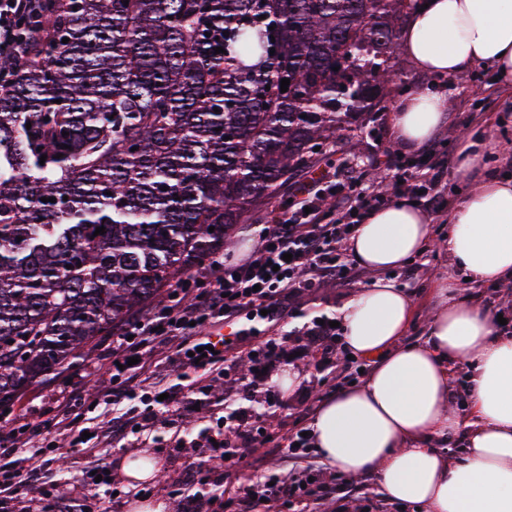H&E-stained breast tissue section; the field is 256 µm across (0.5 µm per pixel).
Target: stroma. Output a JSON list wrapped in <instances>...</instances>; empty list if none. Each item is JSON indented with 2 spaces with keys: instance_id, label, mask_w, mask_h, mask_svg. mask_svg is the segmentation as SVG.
Masks as SVG:
<instances>
[{
  "instance_id": "35a3bbf8",
  "label": "stroma",
  "mask_w": 512,
  "mask_h": 512,
  "mask_svg": "<svg viewBox=\"0 0 512 512\" xmlns=\"http://www.w3.org/2000/svg\"><path fill=\"white\" fill-rule=\"evenodd\" d=\"M395 68L403 87L389 90L385 111L374 114L365 127L342 132L337 145L345 152L346 164L337 171V183L346 185L356 170L371 174L383 171L388 149L395 143L391 113L406 90L429 89L441 95L446 102V129L444 143L439 151L448 167L442 185L450 202H457L466 182L455 171V158L460 145V135L485 133L501 139L512 140V91L497 92L493 89L494 74L484 65L452 75L432 77L416 70L404 51L394 56ZM431 240L426 250L408 264L395 270L393 281L409 292L416 305V315L404 337L405 342L424 340L428 330L430 299L440 276L448 272V252L441 240L448 231L447 212L428 213ZM370 282L369 273H361L357 283L344 286L333 283L315 290L305 304L300 316L287 318L284 324L273 327L269 323L251 319L243 314L232 319V326L242 329L241 337L233 341V354L245 360L255 343L276 335L285 338V348L269 369L263 383L266 402H250L246 395H239L233 409L224 404V381L217 373L193 378L190 387L198 404L197 409H184L174 404L164 415L163 424L151 434H133L125 419L116 416L111 407L97 406L82 409L81 426L87 427L91 440L86 451H73L59 456L47 446L48 441L59 440L54 422L56 402L61 399V386L50 378L30 388L16 403L13 412L4 419L5 424L19 425L24 419L42 421L43 427L25 454L37 472L32 486L17 484L15 490L20 500L31 503L30 512H135L141 502L138 485L126 481L120 473H113L112 482L98 486L88 478V472L97 457H104L112 465H119L128 454L142 452L154 461L155 478L147 481L150 502L163 503L164 512H173L169 486L185 483L189 471L198 464V457L189 456L185 448L189 437L187 427L198 425L215 432L223 429L228 412L246 417L261 413L275 432L290 435L295 421L309 422L320 398L360 381V372L369 368L368 359L356 356L350 359V369L337 374L331 362L322 359L313 348H298L288 340V332L301 329L303 324L320 318L337 317L339 309L357 297ZM112 354V343L102 339L95 347L82 352L72 364L81 373L80 383L86 389H97L110 383L105 372ZM300 373V381L293 389H285L283 379L289 370ZM233 450L242 460L232 472L216 468L205 487L214 504H222L228 487L247 481L263 480L267 474L299 477L308 480L313 492L307 502H291L288 507L274 506L271 512H358L359 508L380 507L384 512H416L412 507H400L382 497L375 477L347 478L337 476L335 484L326 485L320 480L326 468L310 449H303L298 457L287 458L280 452L256 442L236 439Z\"/></svg>"
}]
</instances>
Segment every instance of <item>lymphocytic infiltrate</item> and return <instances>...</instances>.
Listing matches in <instances>:
<instances>
[{"mask_svg":"<svg viewBox=\"0 0 512 512\" xmlns=\"http://www.w3.org/2000/svg\"><path fill=\"white\" fill-rule=\"evenodd\" d=\"M386 169L387 190H379L368 179L362 196L354 200L338 198L335 189L322 183L305 184L300 208L289 215H274L271 223L259 229L248 254L214 260L209 268L192 272L166 288L160 305L128 318L112 336V360L107 366L111 387L96 396L76 388L73 399L108 403L116 411L137 399L147 407L143 420H150L152 410L167 408L169 401L185 395L182 384L156 376L145 358L150 345L166 346L176 369L212 372L218 363L228 360L227 342L212 334L224 320L245 313L275 322L295 311L303 296L326 281L353 280L354 271L345 259L347 243L371 202L415 201L427 188L432 192L433 211L445 209L438 177H427L422 171L405 176L391 163ZM329 202L337 218L335 223L324 224L320 212ZM200 347L207 348L208 354L194 359L193 353ZM301 491L300 482L279 477L270 485L241 484L225 496L224 512H238V505L245 502L254 512H265L269 504H287Z\"/></svg>","mask_w":512,"mask_h":512,"instance_id":"1","label":"lymphocytic infiltrate"}]
</instances>
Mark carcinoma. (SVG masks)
<instances>
[{"label":"carcinoma","mask_w":512,"mask_h":512,"mask_svg":"<svg viewBox=\"0 0 512 512\" xmlns=\"http://www.w3.org/2000/svg\"><path fill=\"white\" fill-rule=\"evenodd\" d=\"M417 7L36 0L18 14L0 68V417L219 251L346 119L381 110Z\"/></svg>","instance_id":"carcinoma-1"}]
</instances>
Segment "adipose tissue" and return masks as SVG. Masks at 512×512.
<instances>
[{"label":"adipose tissue","mask_w":512,"mask_h":512,"mask_svg":"<svg viewBox=\"0 0 512 512\" xmlns=\"http://www.w3.org/2000/svg\"><path fill=\"white\" fill-rule=\"evenodd\" d=\"M411 14L400 43L411 64L434 75L490 66L512 85V0H427ZM398 142L413 148L446 121L443 100L416 93L392 114ZM493 140L462 141L455 160L469 188L448 217L442 244L453 272L480 283L512 281V178L483 170ZM430 239L425 214L399 201L369 211L348 243L374 280L342 308L348 348L373 359L359 385L325 398L310 422L320 462L347 477L375 476L393 503L426 512H512V336L495 333L490 314L452 275L429 315L428 337L403 343L415 306L387 279ZM468 367L469 410L451 403V371ZM464 436L459 454L444 441Z\"/></svg>","instance_id":"ef3b65f1"}]
</instances>
